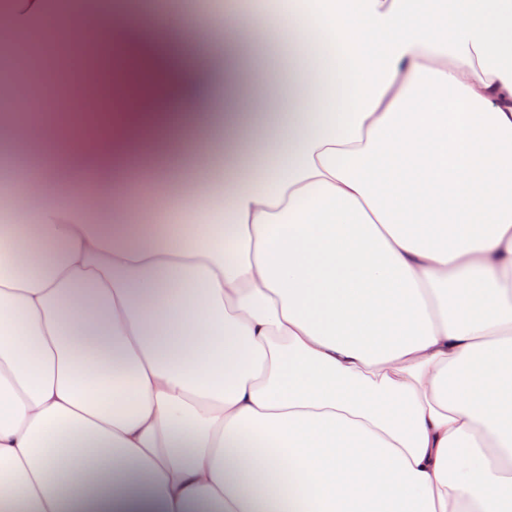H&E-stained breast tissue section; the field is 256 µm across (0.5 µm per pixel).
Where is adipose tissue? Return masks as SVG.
Wrapping results in <instances>:
<instances>
[{"mask_svg":"<svg viewBox=\"0 0 512 512\" xmlns=\"http://www.w3.org/2000/svg\"><path fill=\"white\" fill-rule=\"evenodd\" d=\"M299 92L224 27L225 114L0 120L69 167L159 128L223 143L212 224H142L107 181L0 185L10 512H512V0H266ZM129 55L136 0H68Z\"/></svg>","mask_w":512,"mask_h":512,"instance_id":"adipose-tissue-1","label":"adipose tissue"}]
</instances>
